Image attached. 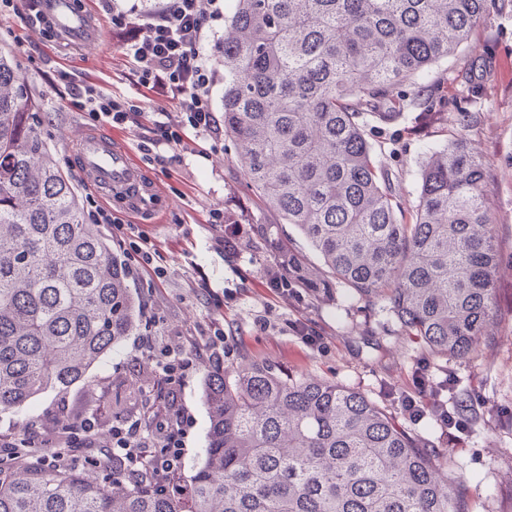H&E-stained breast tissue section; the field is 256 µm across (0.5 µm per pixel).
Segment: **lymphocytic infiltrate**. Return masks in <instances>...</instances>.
<instances>
[{"label":"lymphocytic infiltrate","mask_w":512,"mask_h":512,"mask_svg":"<svg viewBox=\"0 0 512 512\" xmlns=\"http://www.w3.org/2000/svg\"><path fill=\"white\" fill-rule=\"evenodd\" d=\"M218 2L164 0L161 9L139 14L118 9L112 0H102L112 31L119 39L117 48L136 64L140 84L166 94L178 109L177 120L154 121L150 137L141 146L143 152H157L160 163H167V150L181 146L186 130L202 135L215 131L211 94L216 73L200 43L207 23L221 14ZM57 77L70 87L69 109L83 113L89 125L123 126L141 112L132 100L108 94L101 88L73 86L69 72H58ZM412 386V391L401 394L406 415L415 420L433 414L446 429L452 430V442H459L469 428V421L464 414L449 411L447 402L440 400L427 365L417 367ZM91 428L90 421L85 420L77 434L49 433L35 425L20 438L0 431V453L17 462L39 460L48 453L53 460H66L78 469L83 465L80 449L93 445L88 437ZM161 432L160 450L149 456L145 453L149 441L138 424L113 430V445L120 450L116 459L125 475L135 481L148 478L159 482L174 477L182 458L184 429L181 423L167 419Z\"/></svg>","instance_id":"obj_1"}]
</instances>
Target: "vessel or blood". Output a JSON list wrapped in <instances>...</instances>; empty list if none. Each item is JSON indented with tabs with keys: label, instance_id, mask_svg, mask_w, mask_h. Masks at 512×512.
I'll list each match as a JSON object with an SVG mask.
<instances>
[{
	"label": "vessel or blood",
	"instance_id": "1",
	"mask_svg": "<svg viewBox=\"0 0 512 512\" xmlns=\"http://www.w3.org/2000/svg\"><path fill=\"white\" fill-rule=\"evenodd\" d=\"M45 5L61 30H83L84 16L74 10L72 0H45ZM75 143L81 172L105 199L124 198L141 211L161 204L156 184L143 180L141 169L128 152L114 146L110 137L99 130L86 128L80 131Z\"/></svg>",
	"mask_w": 512,
	"mask_h": 512
}]
</instances>
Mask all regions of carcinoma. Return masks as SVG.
Returning <instances> with one entry per match:
<instances>
[{
    "label": "carcinoma",
    "instance_id": "cac0c4a2",
    "mask_svg": "<svg viewBox=\"0 0 512 512\" xmlns=\"http://www.w3.org/2000/svg\"><path fill=\"white\" fill-rule=\"evenodd\" d=\"M512 0H234L224 16V136L249 192L275 216L253 234L294 258L313 295L342 284L382 301L432 355L474 360L497 342L493 174L459 132L432 151L406 219L363 117L411 105L443 115L448 92L406 98ZM493 59L461 71L490 89ZM13 57L0 51V412L82 385L54 418L78 426L99 401L92 368L136 330L126 263L87 223L47 148ZM293 225L308 249L283 233ZM209 430L186 492L105 467L0 465V512H467L447 462L364 394L264 361L211 372Z\"/></svg>",
    "mask_w": 512,
    "mask_h": 512
}]
</instances>
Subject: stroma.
Returning a JSON list of instances; mask_svg holds the SVG:
<instances>
[{
    "instance_id": "35a3bbf8",
    "label": "stroma",
    "mask_w": 512,
    "mask_h": 512,
    "mask_svg": "<svg viewBox=\"0 0 512 512\" xmlns=\"http://www.w3.org/2000/svg\"><path fill=\"white\" fill-rule=\"evenodd\" d=\"M99 43L94 47L58 41L59 52L39 54L42 33L20 18L0 12V48L10 52L38 109L44 141L59 166L74 177L78 195L87 184L79 177L73 138L84 122L64 106L65 89L56 81L60 69L74 74L76 83L94 84L106 92L141 105L137 123L112 129L111 135L139 160L146 177L165 197L159 213L137 217L164 256L163 275L139 263L126 231L100 225L113 250L125 260L144 319L132 336L113 349L93 369L99 385L126 381L138 386L149 404H157L163 384L140 347L151 338L156 352L173 349L192 358V369L177 390V407L187 420L182 476H189L207 446L208 415L203 399L204 380L216 365L236 366L253 360L267 362L295 378L332 381L353 388L387 408L412 435L428 439L447 458L454 476L464 484L469 512H512V11L491 14L456 57L432 67L428 79L438 81L456 97L457 109L433 120L417 111L404 112L388 126L371 127L370 139L381 145L379 156L406 209H414L420 195L421 171L429 153L458 130L459 111L473 114L467 133L472 152L491 169L494 181L487 205L498 226L503 261L497 275V303L501 322L497 346L481 358L462 362L437 358L405 336L381 303L366 302L351 289L336 286L331 297H305L297 303L272 295L261 272L273 264L269 246L245 235L237 253L216 246L222 231L208 224L211 208L220 206L243 215L249 224L273 223V215L245 186L238 148L228 138L211 140L188 136L178 147V161L167 166L143 160L139 143L154 121L176 119L177 107L137 82L136 67L112 47V24L99 0H76ZM491 54L496 70L487 96L470 102L461 94L456 76L471 56ZM204 272L220 303L207 302L188 288L194 271ZM304 323L324 336L325 350L302 342L293 326ZM223 331L228 344L220 361L194 360L200 330ZM428 364L435 380L452 378L462 394L469 431L459 445H451L446 431L432 416L410 419L395 391L410 389L411 376ZM55 392H47L25 406L0 414V429L21 423L49 426L57 407Z\"/></svg>"
}]
</instances>
